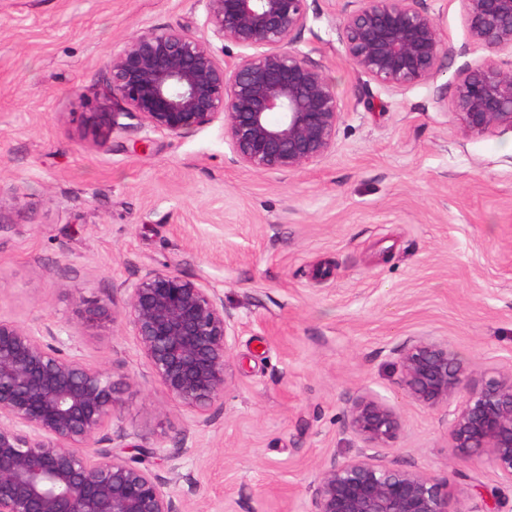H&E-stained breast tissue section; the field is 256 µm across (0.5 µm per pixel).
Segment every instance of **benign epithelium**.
<instances>
[{
    "label": "benign epithelium",
    "mask_w": 512,
    "mask_h": 512,
    "mask_svg": "<svg viewBox=\"0 0 512 512\" xmlns=\"http://www.w3.org/2000/svg\"><path fill=\"white\" fill-rule=\"evenodd\" d=\"M215 40L241 54L217 57L187 29L145 31L108 62V87L126 105L110 112L153 133L181 136L224 117L234 162L288 173L325 158L341 117L321 66L293 43L307 0H198ZM421 0H345L342 44L354 69L394 91L433 81L448 55ZM469 41L512 53V0H460ZM464 131L512 132V66H469L454 78ZM124 318L141 357L169 397L202 416L228 385L238 320L215 288L175 271L152 270L125 287ZM88 326L112 320V299L81 302ZM405 396L444 412L454 459L486 462L512 486V366L474 381L448 345L421 338L395 350ZM112 369L85 362L54 324L0 319V512H187L151 469L110 448ZM345 429L360 443L331 458L308 483V512H454L446 471L427 473L379 450L401 439L387 400H351Z\"/></svg>",
    "instance_id": "obj_1"
}]
</instances>
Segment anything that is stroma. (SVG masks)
Here are the masks:
<instances>
[{
	"instance_id": "obj_1",
	"label": "stroma",
	"mask_w": 512,
	"mask_h": 512,
	"mask_svg": "<svg viewBox=\"0 0 512 512\" xmlns=\"http://www.w3.org/2000/svg\"><path fill=\"white\" fill-rule=\"evenodd\" d=\"M422 5L448 56L434 81L392 91L346 57L340 0H308L296 48L339 100L336 147L262 173L234 163L220 119L178 137L105 124L124 109L112 53L151 29L210 39L199 0H0V318L63 326L110 366L102 447L139 446L195 512H308L315 470L357 451L344 420L365 392L403 421L385 459L450 470L454 512L494 490L512 512L490 466L451 461L446 419L402 394L392 353L429 337L476 378L512 363V133L466 134L439 93L512 54L470 44L459 0ZM153 269L217 288L241 323L205 416L170 399L125 324V284ZM108 296L113 320L83 325L79 299Z\"/></svg>"
}]
</instances>
